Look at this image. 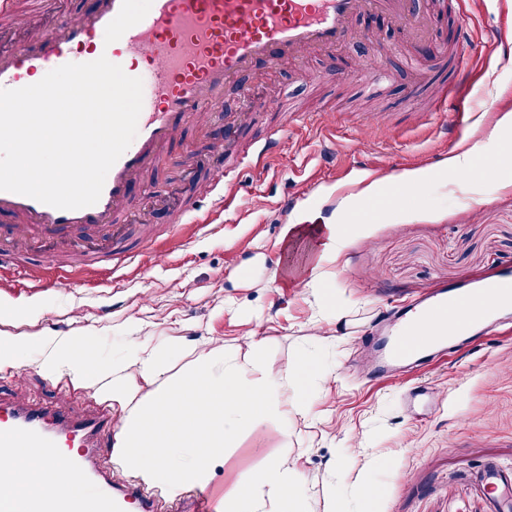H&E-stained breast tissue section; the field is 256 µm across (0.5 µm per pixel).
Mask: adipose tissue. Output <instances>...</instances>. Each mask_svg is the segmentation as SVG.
<instances>
[{
  "label": "adipose tissue",
  "instance_id": "adipose-tissue-1",
  "mask_svg": "<svg viewBox=\"0 0 512 512\" xmlns=\"http://www.w3.org/2000/svg\"><path fill=\"white\" fill-rule=\"evenodd\" d=\"M216 370L211 351L193 366L165 376L159 354L134 352L112 366V399L125 405L116 435L117 457L144 478L201 485L212 460L243 434L263 442L281 429L293 405L281 378L260 360L239 365L224 353ZM151 383L142 391V383ZM299 470L272 461L242 476L224 498V512H307L297 488Z\"/></svg>",
  "mask_w": 512,
  "mask_h": 512
}]
</instances>
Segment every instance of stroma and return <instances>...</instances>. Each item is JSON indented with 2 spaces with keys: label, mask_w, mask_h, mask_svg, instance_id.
Instances as JSON below:
<instances>
[{
  "label": "stroma",
  "mask_w": 512,
  "mask_h": 512,
  "mask_svg": "<svg viewBox=\"0 0 512 512\" xmlns=\"http://www.w3.org/2000/svg\"><path fill=\"white\" fill-rule=\"evenodd\" d=\"M93 5L55 0L29 28L0 33V47L37 48L40 33L65 13ZM416 9L439 16L423 66L413 65L416 49L400 34L383 50L359 51L362 32L376 22L359 16L333 57L260 60L225 87L222 116L183 126L166 164L145 172L159 193H132L134 217L118 235L83 239L75 249L39 238L10 248L9 257L32 266L91 264L99 273L74 275L66 288L40 286L23 272L0 285V337L18 339L0 359V397L46 406L64 394L75 415L104 404L118 416L111 374L90 382L63 366L46 369L47 342L79 338L92 358L108 362L143 347L163 353L177 375L205 345L248 364L254 336L268 369L289 380V401L306 398L310 410L289 414L285 432H271L265 446L243 436L225 449L203 487L213 512H222L241 475L272 458L302 472L308 512H361L355 489L375 455L382 465L370 476L374 512H512V319L395 378L373 377L358 362L392 305L512 267V173L501 157L512 131L490 136L512 114V0H468L463 10L457 0H416ZM463 30L471 35L464 46ZM463 59L475 80L460 121L432 106L452 91ZM378 71L388 75L384 93L364 96L360 78ZM299 110L313 112L312 121L290 120ZM229 124L244 155L272 128L280 133L267 168L237 169V207L224 211L197 188L213 131ZM476 141L483 150L470 180L446 176L442 163ZM408 171L429 178L396 191ZM189 201L213 223H175ZM303 215L315 224L364 222L370 233L350 237L316 280V244L283 237L285 224ZM160 244L170 247L161 262ZM305 360L326 377L302 391L292 380ZM493 472L501 478L495 489Z\"/></svg>",
  "instance_id": "1"
}]
</instances>
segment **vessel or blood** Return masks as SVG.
<instances>
[{"instance_id": "obj_1", "label": "vessel or blood", "mask_w": 512, "mask_h": 512, "mask_svg": "<svg viewBox=\"0 0 512 512\" xmlns=\"http://www.w3.org/2000/svg\"><path fill=\"white\" fill-rule=\"evenodd\" d=\"M410 0H97L92 12L66 15L30 50H0V88L18 89L40 81L67 63L100 57L141 78L143 103L137 135L107 174L94 205L64 210L30 197L0 191V214L14 217L12 233L24 239L40 232L65 239L78 226L110 235L128 213L131 189L143 172L161 164L182 125H203L224 109V87L247 72L259 58L277 63L283 57L309 53L332 56L349 37L363 13L405 19ZM211 189H224L225 205L237 197L233 171L220 154L207 161ZM512 308V271L478 287L457 283L440 289L433 300L394 309L393 333L379 336L382 371L424 354L413 338L431 318L446 320L457 338L441 346V354L457 352L458 337L479 341L492 335L501 310ZM116 421L103 409L74 418L66 399L49 407L20 409L0 403V461L19 451L35 453L44 476H52L58 460L78 490H52L38 502L37 512H127L136 502L159 501V494L136 480L120 478L103 451V436ZM77 448L60 454L65 441ZM18 471L0 472V512H28L27 494L18 490Z\"/></svg>"}]
</instances>
